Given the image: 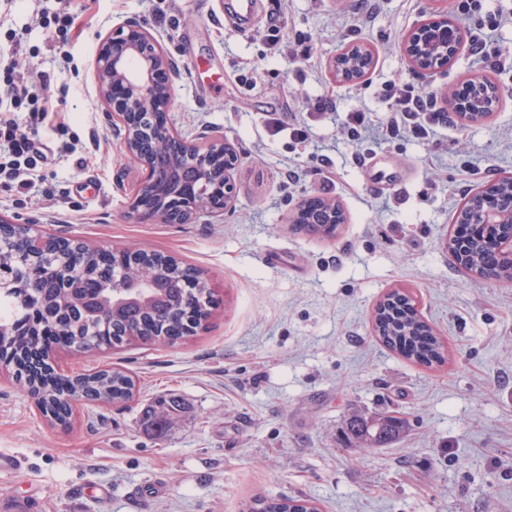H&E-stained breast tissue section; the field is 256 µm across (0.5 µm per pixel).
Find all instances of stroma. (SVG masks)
<instances>
[{
	"label": "stroma",
	"mask_w": 512,
	"mask_h": 512,
	"mask_svg": "<svg viewBox=\"0 0 512 512\" xmlns=\"http://www.w3.org/2000/svg\"><path fill=\"white\" fill-rule=\"evenodd\" d=\"M449 8L380 0L354 35L353 0H259L244 26L219 0H0V81L45 83L48 109L36 135L43 178L23 194L0 180V215L94 247L174 256L203 272L214 297L209 318L176 343L59 351L65 374L112 367L136 384L127 402L76 407L67 426L40 415L0 370V455L22 463L0 476V501L32 499L40 512H248L258 496H306L320 512H512V282L475 278L446 246L466 195L512 173V68L477 63L464 48L431 77L417 74L402 44ZM63 11L75 17L72 74L59 73V39L43 22ZM130 23L176 63L175 128L238 152L224 215L127 216L141 171L99 101L95 57L102 38ZM277 29L295 56L274 45ZM357 44L374 51L373 70L336 82L331 60ZM468 79L497 85L500 100L429 140L366 149L313 107L328 95L383 125L385 82L425 87L450 110L449 89ZM272 117L305 120L307 144L274 131ZM290 170L298 182L288 183ZM321 194L346 215L330 238L290 222ZM394 290L442 336L443 363L410 362L378 341L372 317ZM166 393L183 412L158 437L143 414ZM379 412L404 418V433L354 455L345 419Z\"/></svg>",
	"instance_id": "obj_1"
}]
</instances>
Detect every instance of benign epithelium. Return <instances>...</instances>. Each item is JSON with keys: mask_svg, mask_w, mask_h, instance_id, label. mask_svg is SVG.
Instances as JSON below:
<instances>
[{"mask_svg": "<svg viewBox=\"0 0 512 512\" xmlns=\"http://www.w3.org/2000/svg\"><path fill=\"white\" fill-rule=\"evenodd\" d=\"M463 35L448 13L422 21L404 41L403 51L412 67L426 75L451 62L460 51ZM374 65L373 52L364 45L346 48L331 62L335 79L356 82ZM174 61L161 43L143 26L128 24L112 31L97 48L96 72L105 112L125 156L138 164L143 175L128 195V217L137 223L190 224L204 208L222 214L235 197L234 171L238 156L234 148L213 139L197 145L183 137L171 122L170 77ZM150 119L151 128L175 145L174 165L186 157L193 161V176L175 180L173 174H152L150 162L137 148L145 131L139 117ZM224 158L223 169L213 159ZM458 223L468 224L476 236L494 230L493 243L500 261L512 265V191L503 193L491 183L462 205ZM109 299L116 314L133 311L154 300L153 289L145 283L118 276L105 294L84 303Z\"/></svg>", "mask_w": 512, "mask_h": 512, "instance_id": "benign-epithelium-1", "label": "benign epithelium"}]
</instances>
